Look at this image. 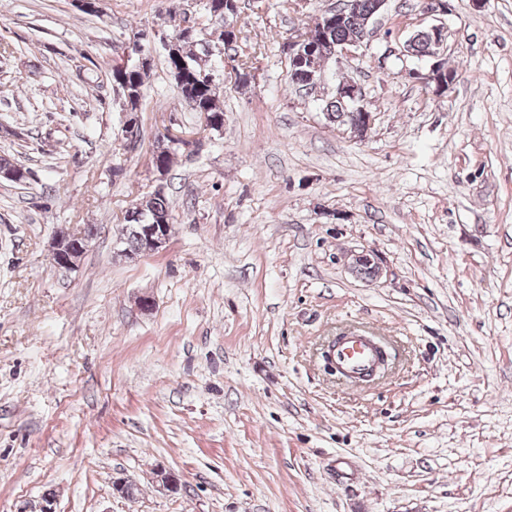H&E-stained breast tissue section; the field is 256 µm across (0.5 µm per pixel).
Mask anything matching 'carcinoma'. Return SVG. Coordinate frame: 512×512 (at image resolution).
Masks as SVG:
<instances>
[{"label":"carcinoma","instance_id":"carcinoma-1","mask_svg":"<svg viewBox=\"0 0 512 512\" xmlns=\"http://www.w3.org/2000/svg\"><path fill=\"white\" fill-rule=\"evenodd\" d=\"M378 3L379 0H358V12L333 23L330 22V18L335 16L336 12L328 11L318 19L311 31L324 36L330 44L358 40L364 31L366 19L378 13ZM429 38L428 30L417 31L406 41V53L416 58L425 56ZM220 39L224 50L234 53L237 60V77L241 80L242 86H247L254 78V61L258 58L257 53L239 56L237 32L224 29L220 33ZM210 56V43L203 31L198 30L193 37L178 40L175 51L166 53L165 61L168 73L182 98L194 111L207 114L212 121L211 129L218 131L224 125V107L216 94V70L211 64ZM149 70L148 66L137 68L128 64L118 65L112 69V82L119 88L121 98L130 112L140 110L145 77ZM322 112L329 121L341 124L356 119L357 108L351 103H343L333 98L323 104ZM0 171L17 175L23 183L32 177L30 168L1 156ZM129 215L130 218L125 220L120 240L125 247L134 250L140 245L134 233L137 225L145 222L168 223L171 217L170 202L164 190H156L148 195L147 200L132 208Z\"/></svg>","mask_w":512,"mask_h":512}]
</instances>
